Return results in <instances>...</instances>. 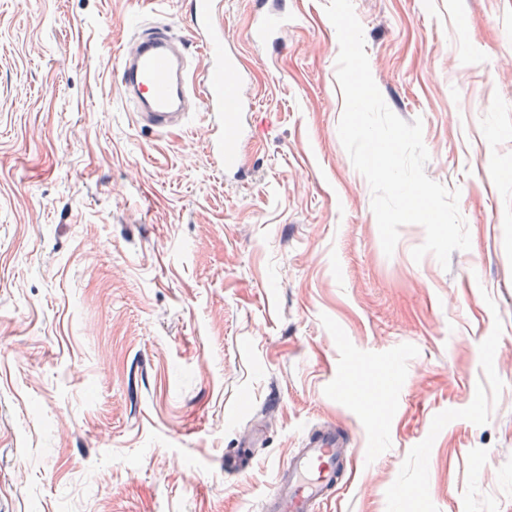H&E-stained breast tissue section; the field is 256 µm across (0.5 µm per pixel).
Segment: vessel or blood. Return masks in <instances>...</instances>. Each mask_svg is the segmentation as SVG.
Segmentation results:
<instances>
[{
    "label": "vessel or blood",
    "instance_id": "obj_1",
    "mask_svg": "<svg viewBox=\"0 0 512 512\" xmlns=\"http://www.w3.org/2000/svg\"><path fill=\"white\" fill-rule=\"evenodd\" d=\"M222 8L221 0H194L193 29L187 37L167 25L136 26L133 46L121 57L115 76L125 101L155 131L185 128V103L200 98L211 133L209 151L218 171L234 176L241 169L240 148L248 122L240 89L250 73L224 39ZM286 23L284 17L265 16L250 36L265 41ZM190 40L200 46L198 59H189L180 50ZM347 458L346 439L337 427L314 431L279 467L261 512H315L339 490Z\"/></svg>",
    "mask_w": 512,
    "mask_h": 512
}]
</instances>
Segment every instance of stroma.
Instances as JSON below:
<instances>
[{"label":"stroma","instance_id":"stroma-1","mask_svg":"<svg viewBox=\"0 0 512 512\" xmlns=\"http://www.w3.org/2000/svg\"><path fill=\"white\" fill-rule=\"evenodd\" d=\"M328 2L224 0L254 103L228 180L203 112L153 133L113 81L151 0H0V512H261L324 422L352 475L315 512H512V0H353L460 192L446 268L417 224L382 249ZM286 23L287 19L284 17L265 15L251 28V39L258 42L265 41L273 32L283 30Z\"/></svg>","mask_w":512,"mask_h":512}]
</instances>
